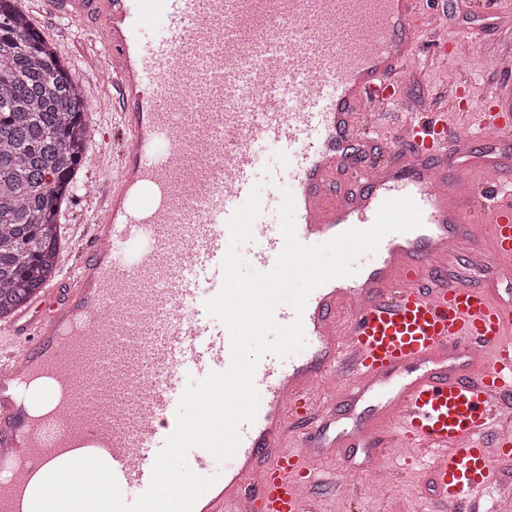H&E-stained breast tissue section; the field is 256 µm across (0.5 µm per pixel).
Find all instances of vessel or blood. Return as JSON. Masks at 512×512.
<instances>
[{
  "label": "vessel or blood",
  "instance_id": "1",
  "mask_svg": "<svg viewBox=\"0 0 512 512\" xmlns=\"http://www.w3.org/2000/svg\"><path fill=\"white\" fill-rule=\"evenodd\" d=\"M96 22L118 92L112 178L94 204L72 280L48 289L0 338V376L48 416L23 423L0 400V512H32V475L101 459L126 501L143 493L177 426L184 388L231 363L227 327L200 315L221 289L228 220L252 189L261 214L240 248L260 272L285 245L294 199L305 244L373 225L408 197L420 224L315 289L305 346L267 354L254 422L234 457L189 451L214 478L194 512H315V460L377 467L418 449L436 512H482L512 458V99L476 127L444 112H394L420 60L422 0H45ZM478 182L468 183L470 170ZM346 189L337 192L336 181ZM465 255L484 285L449 276ZM181 375L169 379L171 369Z\"/></svg>",
  "mask_w": 512,
  "mask_h": 512
}]
</instances>
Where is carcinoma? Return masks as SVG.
<instances>
[{
  "mask_svg": "<svg viewBox=\"0 0 512 512\" xmlns=\"http://www.w3.org/2000/svg\"><path fill=\"white\" fill-rule=\"evenodd\" d=\"M87 103L19 0H0V320L58 275L61 214L82 189Z\"/></svg>",
  "mask_w": 512,
  "mask_h": 512,
  "instance_id": "carcinoma-1",
  "label": "carcinoma"
}]
</instances>
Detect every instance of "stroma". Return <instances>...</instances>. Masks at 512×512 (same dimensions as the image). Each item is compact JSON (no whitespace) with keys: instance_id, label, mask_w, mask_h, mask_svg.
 Segmentation results:
<instances>
[{"instance_id":"1","label":"stroma","mask_w":512,"mask_h":512,"mask_svg":"<svg viewBox=\"0 0 512 512\" xmlns=\"http://www.w3.org/2000/svg\"><path fill=\"white\" fill-rule=\"evenodd\" d=\"M29 18L71 66L88 101L90 124L111 128L112 85L99 81L84 64L87 57L97 53L90 39L91 21L61 18L48 8L30 13ZM439 30L449 44L456 46L455 65L473 97L490 96L502 86H512V76L496 73L491 61L495 51L505 49L507 35L512 32V0H500L495 23L488 28L478 18L472 0H458L455 8L442 16ZM422 50L419 67L410 70L402 82L400 111H420L418 89L437 95L442 83L441 67L432 61L430 44H423ZM435 105L445 111L450 108L438 95ZM423 470V462L414 449L393 447L384 456L382 468L368 473L353 490L333 495L319 487L314 494L320 501V512H433L434 494L425 482Z\"/></svg>"}]
</instances>
